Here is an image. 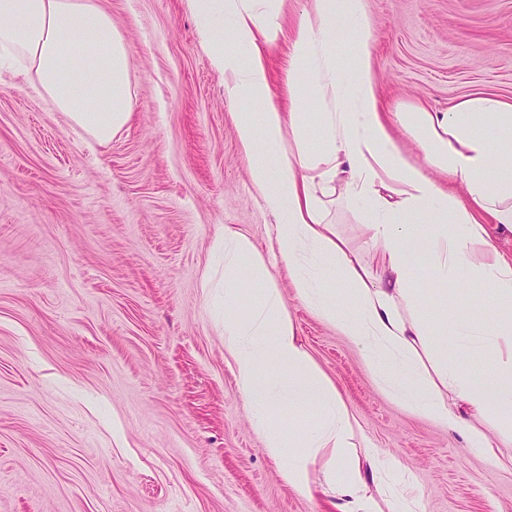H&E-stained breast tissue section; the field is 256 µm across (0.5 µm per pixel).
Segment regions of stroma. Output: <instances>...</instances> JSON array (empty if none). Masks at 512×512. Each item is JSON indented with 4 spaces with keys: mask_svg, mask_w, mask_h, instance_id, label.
<instances>
[{
    "mask_svg": "<svg viewBox=\"0 0 512 512\" xmlns=\"http://www.w3.org/2000/svg\"><path fill=\"white\" fill-rule=\"evenodd\" d=\"M131 48L133 118L91 142L0 75V512H336L280 474L211 318L202 275L218 229L255 245L304 347L340 390L355 446L400 459L424 512H512V462L487 457L379 385L357 346L297 297L270 249L275 218L249 179L189 0H101ZM389 106L512 100V0H367ZM337 231L368 257L366 216ZM435 320L482 317L483 290H432Z\"/></svg>",
    "mask_w": 512,
    "mask_h": 512,
    "instance_id": "35a3bbf8",
    "label": "stroma"
}]
</instances>
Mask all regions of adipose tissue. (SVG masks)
Wrapping results in <instances>:
<instances>
[{"instance_id":"adipose-tissue-1","label":"adipose tissue","mask_w":512,"mask_h":512,"mask_svg":"<svg viewBox=\"0 0 512 512\" xmlns=\"http://www.w3.org/2000/svg\"><path fill=\"white\" fill-rule=\"evenodd\" d=\"M224 74V95L243 103L236 137L250 157V181L276 218L274 245L297 297L361 350L383 388L414 412L463 431L468 447L496 456L512 444V258L488 227L512 231V102L477 92L448 111L399 105L388 119L372 64L366 0H308L294 25L285 0H190ZM344 16L355 33L343 69L330 24ZM288 49L286 94L274 95L269 51ZM22 74L50 111L107 144L133 114L130 47L99 0H0V70ZM402 128L425 164L399 146ZM447 182H440L438 174ZM360 204L370 266L329 218L336 204ZM425 246L431 281H472L491 304L485 316L449 329L463 349L494 353L492 385L479 386L441 357L433 324L420 312L413 249ZM204 287L239 391L265 448L296 490L310 488L317 456L331 449L325 494L337 512H423L408 468L381 449L354 447L335 383L303 348L286 302L251 240L227 228L214 243ZM251 298L232 316L241 286ZM292 426H285L284 415ZM498 441H491L490 432Z\"/></svg>"}]
</instances>
